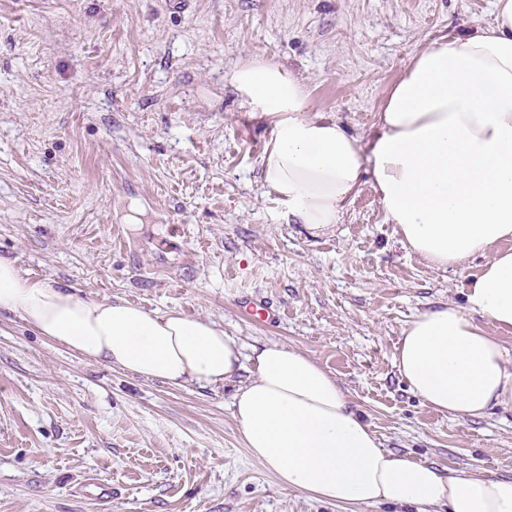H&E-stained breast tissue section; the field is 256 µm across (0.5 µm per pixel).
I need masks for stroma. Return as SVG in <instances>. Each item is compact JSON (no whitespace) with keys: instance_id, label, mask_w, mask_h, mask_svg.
I'll return each instance as SVG.
<instances>
[{"instance_id":"stroma-1","label":"stroma","mask_w":512,"mask_h":512,"mask_svg":"<svg viewBox=\"0 0 512 512\" xmlns=\"http://www.w3.org/2000/svg\"><path fill=\"white\" fill-rule=\"evenodd\" d=\"M493 0H0V257L83 296L176 310L279 342L337 379L383 448L512 478V413L467 421L412 394L394 349L482 257L407 254L370 183L339 224L288 222L264 192L266 123L234 65L264 59L362 143L424 44L493 19ZM273 304L253 322L244 297ZM235 384L97 363L0 312V512H417L320 502L245 447Z\"/></svg>"}]
</instances>
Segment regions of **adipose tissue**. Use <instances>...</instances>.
Instances as JSON below:
<instances>
[{
	"instance_id": "ef3b65f1",
	"label": "adipose tissue",
	"mask_w": 512,
	"mask_h": 512,
	"mask_svg": "<svg viewBox=\"0 0 512 512\" xmlns=\"http://www.w3.org/2000/svg\"><path fill=\"white\" fill-rule=\"evenodd\" d=\"M242 106L270 126L266 193L313 230L339 222L371 181L408 254L440 268L485 262L465 290L411 320L393 363L433 410L465 421L512 411V0L495 23L430 42L411 59L378 114L370 150L340 122L310 111L300 79L280 65L233 67ZM0 310L40 336L142 379L219 388L246 448L287 490L349 505L420 512H512V478L448 471L383 448L344 390L307 354L275 342L244 346L203 317L84 298L0 259ZM497 335H490L488 326Z\"/></svg>"
}]
</instances>
